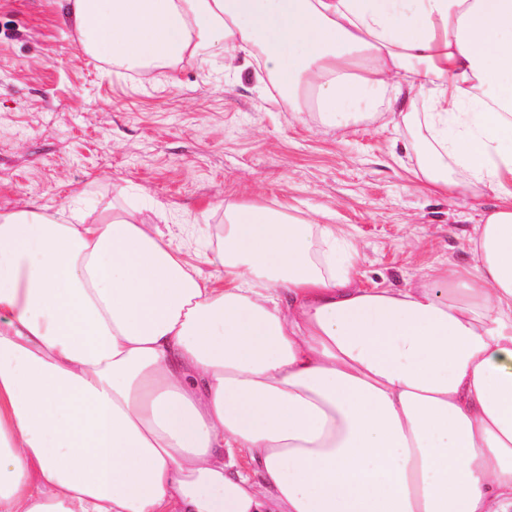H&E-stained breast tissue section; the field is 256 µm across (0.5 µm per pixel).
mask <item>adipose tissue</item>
<instances>
[{
    "label": "adipose tissue",
    "mask_w": 512,
    "mask_h": 512,
    "mask_svg": "<svg viewBox=\"0 0 512 512\" xmlns=\"http://www.w3.org/2000/svg\"><path fill=\"white\" fill-rule=\"evenodd\" d=\"M84 51L220 49L336 124L423 101L419 190H490L472 257L357 282L335 224L0 211V512H512V0H58Z\"/></svg>",
    "instance_id": "1"
}]
</instances>
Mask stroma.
Segmentation results:
<instances>
[{
    "mask_svg": "<svg viewBox=\"0 0 512 512\" xmlns=\"http://www.w3.org/2000/svg\"><path fill=\"white\" fill-rule=\"evenodd\" d=\"M421 134L366 116L337 127L296 117L252 68L221 52L144 80L82 49L57 0H0V210L74 193L155 221L224 228L229 202L329 210L360 254L365 287L407 288L463 263L491 193L419 191Z\"/></svg>",
    "mask_w": 512,
    "mask_h": 512,
    "instance_id": "obj_1",
    "label": "stroma"
}]
</instances>
